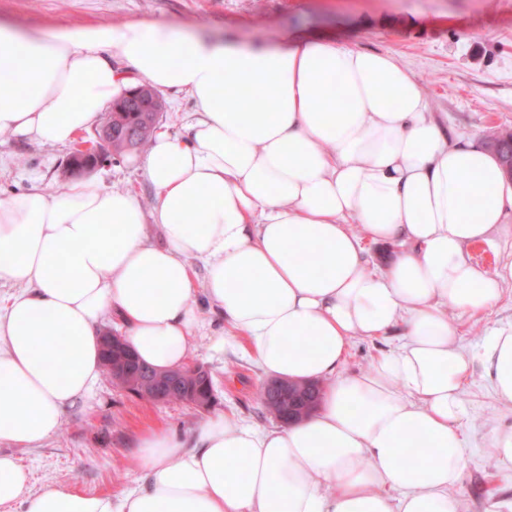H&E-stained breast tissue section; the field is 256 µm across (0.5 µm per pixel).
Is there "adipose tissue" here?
I'll return each instance as SVG.
<instances>
[{
  "instance_id": "1",
  "label": "adipose tissue",
  "mask_w": 512,
  "mask_h": 512,
  "mask_svg": "<svg viewBox=\"0 0 512 512\" xmlns=\"http://www.w3.org/2000/svg\"><path fill=\"white\" fill-rule=\"evenodd\" d=\"M142 83L196 106L186 134L157 132L129 158L155 191L151 209L90 178L0 198V282L15 288L0 314V443L39 447L86 411L112 317L164 373L187 364L209 307L224 319L212 350L247 357L264 379L324 383L321 403L292 424L226 412L146 430L134 485L117 493L34 495L28 471L0 455V505L461 512L451 489L469 456L463 389L475 366L512 405V325L472 359L448 320L491 308L512 281V264L490 272L464 255L512 235L498 159L446 135L393 56L333 35L288 28L243 42L165 22L39 35L0 24V136L67 145ZM366 238L393 246L382 266L369 268ZM394 331L400 345L370 371L340 374L352 338Z\"/></svg>"
}]
</instances>
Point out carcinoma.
I'll use <instances>...</instances> for the list:
<instances>
[{
	"label": "carcinoma",
	"mask_w": 512,
	"mask_h": 512,
	"mask_svg": "<svg viewBox=\"0 0 512 512\" xmlns=\"http://www.w3.org/2000/svg\"><path fill=\"white\" fill-rule=\"evenodd\" d=\"M164 111L161 95L148 86H139L132 90L130 96L112 105L105 122L98 133L96 144L103 152L104 159L120 157L128 150L143 149L149 143L151 135ZM487 148L495 155L508 160L512 158V132L507 131ZM96 167L95 156L79 149L70 152L67 160V172L85 173ZM124 365L132 382H123L121 386L135 393L139 398L157 403V390L168 382L176 381L174 391L165 394L166 404H188L197 406L201 400L206 405L213 401V382L209 374L179 377L177 372L159 373L147 371L137 360H126ZM300 393L298 404L299 417L304 418L315 411L319 405L318 390L309 389L305 383L296 384Z\"/></svg>",
	"instance_id": "1"
}]
</instances>
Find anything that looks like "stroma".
Listing matches in <instances>:
<instances>
[{
  "label": "stroma",
  "mask_w": 512,
  "mask_h": 512,
  "mask_svg": "<svg viewBox=\"0 0 512 512\" xmlns=\"http://www.w3.org/2000/svg\"><path fill=\"white\" fill-rule=\"evenodd\" d=\"M131 20H157L206 36L244 39L274 36L286 27L312 34L345 29L351 47L393 55L422 86L430 110L449 136L482 147L500 132L512 131V0H0V23L49 32ZM165 102L157 127L185 133L195 106L185 94L162 91ZM70 152L26 138L0 137V198L34 187L65 190L64 169ZM103 186L135 195L151 207L150 183L127 159L110 160L94 170ZM459 344L471 357L496 328L512 324V282L499 301L473 315L449 313ZM203 334L196 340L190 365L213 379L216 411L262 427L276 420L259 404L261 377L255 365L210 348L223 326L216 312L202 315ZM400 342L391 335L355 338L344 370L365 373L375 359ZM469 410L466 432L471 442L468 464L453 495L463 512H512V465L495 463L488 448L494 430L512 426V405L495 396L482 368L464 386ZM205 412L182 404L157 406L113 385L102 376L86 413L69 418L40 447L9 449L28 470L30 491L65 484L86 494L130 487L136 477L134 443L154 427L186 429Z\"/></svg>",
  "instance_id": "obj_1"
}]
</instances>
